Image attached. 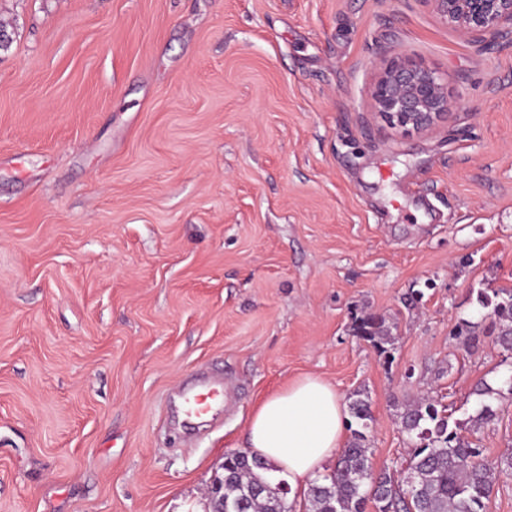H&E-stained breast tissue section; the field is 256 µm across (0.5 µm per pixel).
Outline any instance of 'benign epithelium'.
Wrapping results in <instances>:
<instances>
[{
    "label": "benign epithelium",
    "mask_w": 512,
    "mask_h": 512,
    "mask_svg": "<svg viewBox=\"0 0 512 512\" xmlns=\"http://www.w3.org/2000/svg\"><path fill=\"white\" fill-rule=\"evenodd\" d=\"M429 5L440 21L475 47L486 49L512 40V0H416ZM372 108L390 127L427 130L447 115L448 89L439 72L411 54L382 56L373 77ZM211 512H224V479L208 489Z\"/></svg>",
    "instance_id": "obj_1"
}]
</instances>
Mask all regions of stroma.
<instances>
[{"label":"stroma","mask_w":512,"mask_h":512,"mask_svg":"<svg viewBox=\"0 0 512 512\" xmlns=\"http://www.w3.org/2000/svg\"><path fill=\"white\" fill-rule=\"evenodd\" d=\"M0 25V512H211L254 407L305 375L368 396L398 470L399 404L463 423L512 369L453 337L512 288V44L416 0H0ZM388 47L446 77L432 128L373 112ZM204 373L224 400L189 433ZM353 333L358 338L372 344L380 356L392 360L391 350L386 345H393L390 327L383 316L375 313H364L354 319Z\"/></svg>","instance_id":"obj_1"}]
</instances>
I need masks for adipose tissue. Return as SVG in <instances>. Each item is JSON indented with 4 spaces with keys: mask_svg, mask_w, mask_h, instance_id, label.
I'll use <instances>...</instances> for the list:
<instances>
[{
    "mask_svg": "<svg viewBox=\"0 0 512 512\" xmlns=\"http://www.w3.org/2000/svg\"><path fill=\"white\" fill-rule=\"evenodd\" d=\"M348 413L336 390L308 375L264 397L247 426V446L265 458L292 491L307 492L342 448Z\"/></svg>",
    "mask_w": 512,
    "mask_h": 512,
    "instance_id": "ef3b65f1",
    "label": "adipose tissue"
}]
</instances>
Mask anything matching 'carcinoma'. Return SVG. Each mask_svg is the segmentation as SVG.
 Instances as JSON below:
<instances>
[{
    "label": "carcinoma",
    "mask_w": 512,
    "mask_h": 512,
    "mask_svg": "<svg viewBox=\"0 0 512 512\" xmlns=\"http://www.w3.org/2000/svg\"><path fill=\"white\" fill-rule=\"evenodd\" d=\"M491 319L496 342L512 350V288L493 291L478 298ZM353 333L372 344L379 355L392 360L393 338L383 316L365 313L354 319ZM454 337L467 349L479 343L478 324L462 320ZM471 428L480 429L497 417L495 401L501 389L484 381L476 386ZM351 418L360 429L342 448L330 474L316 478L307 496L308 512H364L371 500L378 512H485L497 477L512 472V453L497 461L483 457V449L459 433L460 423L450 422L447 408L427 396L402 404L399 413L402 432L411 445L405 475L388 470L375 471L371 448L364 430L373 422L370 402L364 392L349 397ZM224 465V512H293L286 499L284 483L263 475L264 463L243 454H227Z\"/></svg>",
    "instance_id": "obj_1"
}]
</instances>
